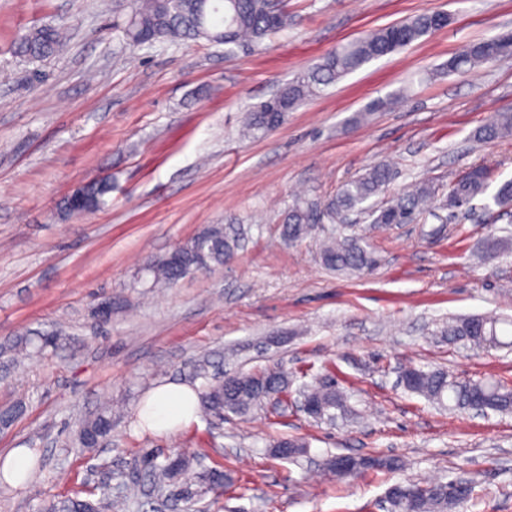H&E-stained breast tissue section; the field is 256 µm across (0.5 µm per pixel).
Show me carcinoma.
I'll use <instances>...</instances> for the list:
<instances>
[{"label":"carcinoma","mask_w":512,"mask_h":512,"mask_svg":"<svg viewBox=\"0 0 512 512\" xmlns=\"http://www.w3.org/2000/svg\"><path fill=\"white\" fill-rule=\"evenodd\" d=\"M129 13L123 27L125 39L134 45L206 39L224 45L231 55L240 47H258L267 38L288 28L290 15L287 0H129ZM448 20L439 12H423L399 24L380 29L365 37L336 47L319 62L300 72L285 83L271 98L251 107L243 129L248 136L273 131L276 121L293 111L300 103L336 84L341 78L366 63L404 48L443 28ZM62 35L56 28L40 27L23 35L15 44V52L31 60L41 61L59 51ZM512 55V39L494 37L469 44L448 60V70L475 67L498 57ZM512 135V108L499 112L490 122L480 126L475 137L485 143ZM393 173L383 164H374L360 176L346 181L327 204L298 198L288 205L283 217L282 236L288 241L304 238L310 226L323 220L336 223L351 212L372 217L374 224H412L431 212L436 201L434 187L419 181L392 199L387 206L375 211L370 200L384 191ZM489 186L486 168L477 167L457 181L442 206L459 208L485 194ZM111 191L110 183L97 179L85 184V204L77 207L64 199L60 208L69 215H79L98 209L103 197ZM499 208L512 205V180L501 183L491 196ZM237 247L236 240L216 224L154 261L151 272L154 281L173 284L201 270L224 265ZM325 268L336 273H364L373 270L377 258L365 238L357 233L340 234L321 249ZM512 327V321L483 316H468L448 322L440 335L450 343H463L475 349L498 348L507 345L501 337L507 335L502 325ZM57 329L34 330L14 338L5 349L15 358L31 357L60 341ZM405 390L421 395L442 409L472 411L482 409L506 414L512 410V386L496 380H460L442 369L423 370L407 366L401 370ZM254 375H232L209 384L199 396L198 408L218 417L224 414L243 416L266 398L268 392L251 386ZM304 398L316 407L315 420H328L336 412H349L347 399L337 385L321 381L304 390ZM84 448H96L112 437V407L105 406L94 416L83 420L76 433ZM306 443L298 437L281 439L274 453L283 457V449H292L298 456ZM398 458L368 455L359 470L399 469ZM155 487L167 489L191 509L202 490L217 491L224 485V470L220 467L192 468L190 459L176 455L163 464L151 465ZM474 482L464 475L448 476V481L399 483L390 487L385 502L388 512H451L465 506L472 498ZM112 491L106 485L87 492L85 497H66L50 501L41 512H109Z\"/></svg>","instance_id":"1"}]
</instances>
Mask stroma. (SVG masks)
I'll list each match as a JSON object with an SVG mask.
<instances>
[{"label":"stroma","instance_id":"1","mask_svg":"<svg viewBox=\"0 0 512 512\" xmlns=\"http://www.w3.org/2000/svg\"><path fill=\"white\" fill-rule=\"evenodd\" d=\"M288 11L287 30L228 56L204 40L129 44L122 0H0V344L65 332L21 366L0 357V409L24 406L0 431V459L27 448L38 465L0 491V512H39L103 483L122 512H175L146 480L175 453L224 470L223 491L197 512H383L390 486L448 475L475 481L464 512H512V415L449 413L397 383L409 365L512 383V351L437 334L452 317L512 316V254L479 260L487 241L512 235V210L489 208L484 194L469 217L357 216L378 258L361 275L323 266L336 225L290 243L278 222L294 198L327 202L379 162L394 173L380 206L415 181L446 196L475 166L493 183L512 179V136L474 140L512 106V57L445 68L462 45L512 31V0H288ZM425 11L447 13V25L345 76L272 132L240 137L249 106L336 46ZM41 26L64 30L63 50L17 56L18 37ZM398 94L397 108L372 110ZM98 178L112 185L98 210L60 214L65 196ZM214 224L240 239L224 266L153 284L151 262ZM204 358L208 378L283 370L294 393L333 375L351 411L332 423L265 407L201 414L169 434L141 427L151 389H204L207 378L192 376ZM106 398L120 407L111 441L80 447L79 421ZM288 436L307 448L276 458L274 441ZM336 454L404 466L339 478L326 466Z\"/></svg>","mask_w":512,"mask_h":512}]
</instances>
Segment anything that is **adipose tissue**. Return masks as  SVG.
Instances as JSON below:
<instances>
[{
	"label": "adipose tissue",
	"instance_id": "obj_1",
	"mask_svg": "<svg viewBox=\"0 0 512 512\" xmlns=\"http://www.w3.org/2000/svg\"><path fill=\"white\" fill-rule=\"evenodd\" d=\"M198 404V394L192 387L167 383L149 391L138 410V416L146 422L148 429L157 433H171L195 419Z\"/></svg>",
	"mask_w": 512,
	"mask_h": 512
}]
</instances>
